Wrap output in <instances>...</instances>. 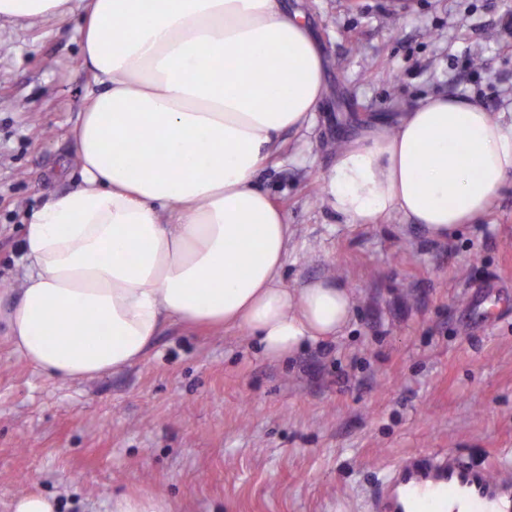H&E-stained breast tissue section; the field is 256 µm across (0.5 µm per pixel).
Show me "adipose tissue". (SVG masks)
<instances>
[{
  "label": "adipose tissue",
  "instance_id": "1",
  "mask_svg": "<svg viewBox=\"0 0 512 512\" xmlns=\"http://www.w3.org/2000/svg\"><path fill=\"white\" fill-rule=\"evenodd\" d=\"M93 71L71 130L83 184L32 211L0 322L47 378L140 362L169 324L238 327L281 359L336 339L353 295L281 274L283 211L256 173L313 124L322 52L281 0H86ZM512 174V122L429 96L338 149L321 200L348 224L401 215L445 240Z\"/></svg>",
  "mask_w": 512,
  "mask_h": 512
}]
</instances>
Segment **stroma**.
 <instances>
[{"label":"stroma","mask_w":512,"mask_h":512,"mask_svg":"<svg viewBox=\"0 0 512 512\" xmlns=\"http://www.w3.org/2000/svg\"><path fill=\"white\" fill-rule=\"evenodd\" d=\"M326 61L315 124L260 172L291 233L283 284L336 275L342 336L266 358L243 330L163 328L147 357L88 380L44 377L0 323V512L21 492L59 512L150 493L174 512H368L390 463L460 452L512 460V182L445 241L392 216L347 224L319 202L338 144L424 95L512 120L503 0H285ZM47 21L0 19V308L16 299L24 221L77 189L67 135L93 76L81 0ZM482 51L484 64L469 59Z\"/></svg>","instance_id":"35a3bbf8"}]
</instances>
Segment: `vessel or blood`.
<instances>
[{"mask_svg": "<svg viewBox=\"0 0 512 512\" xmlns=\"http://www.w3.org/2000/svg\"><path fill=\"white\" fill-rule=\"evenodd\" d=\"M464 503L468 512H512V477L464 462L451 450L398 461L374 492L369 512H448Z\"/></svg>", "mask_w": 512, "mask_h": 512, "instance_id": "b4317fda", "label": "vessel or blood"}]
</instances>
